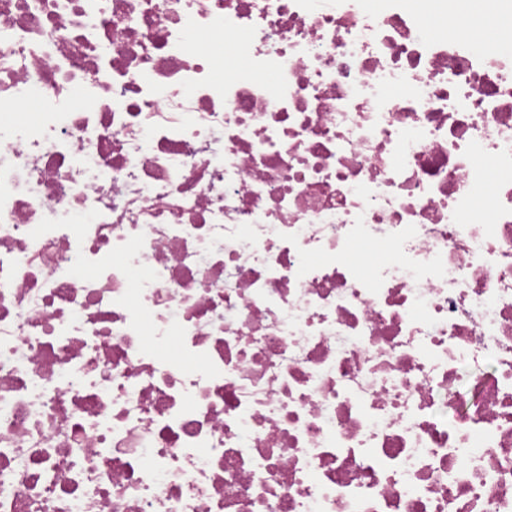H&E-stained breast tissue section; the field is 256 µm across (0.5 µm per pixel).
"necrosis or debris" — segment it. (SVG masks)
Segmentation results:
<instances>
[{"label": "necrosis or debris", "instance_id": "necrosis-or-debris-1", "mask_svg": "<svg viewBox=\"0 0 512 512\" xmlns=\"http://www.w3.org/2000/svg\"><path fill=\"white\" fill-rule=\"evenodd\" d=\"M481 21L0 0V512H512V0Z\"/></svg>", "mask_w": 512, "mask_h": 512}]
</instances>
